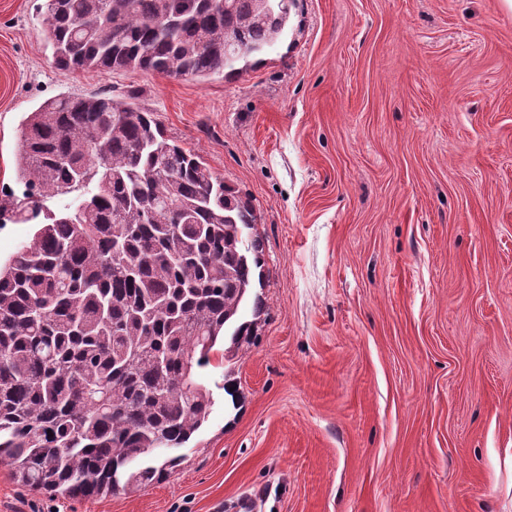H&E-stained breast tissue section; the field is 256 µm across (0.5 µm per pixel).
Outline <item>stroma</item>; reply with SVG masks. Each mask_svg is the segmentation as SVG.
Masks as SVG:
<instances>
[{"mask_svg":"<svg viewBox=\"0 0 512 512\" xmlns=\"http://www.w3.org/2000/svg\"><path fill=\"white\" fill-rule=\"evenodd\" d=\"M37 0H0V195L28 112L137 94L247 198L251 343L169 478L56 497L0 464V512H512V10L297 0L233 75L62 74Z\"/></svg>","mask_w":512,"mask_h":512,"instance_id":"35a3bbf8","label":"stroma"}]
</instances>
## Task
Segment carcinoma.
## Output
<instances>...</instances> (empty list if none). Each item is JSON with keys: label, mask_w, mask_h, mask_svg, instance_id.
<instances>
[{"label": "carcinoma", "mask_w": 512, "mask_h": 512, "mask_svg": "<svg viewBox=\"0 0 512 512\" xmlns=\"http://www.w3.org/2000/svg\"><path fill=\"white\" fill-rule=\"evenodd\" d=\"M293 2L43 0L40 16L65 73L201 78L272 48ZM16 172L31 193L1 197L0 224L37 230L0 265V463L51 495L145 489L210 416L217 344L228 362L254 335L253 207L110 91L29 113Z\"/></svg>", "instance_id": "obj_1"}]
</instances>
